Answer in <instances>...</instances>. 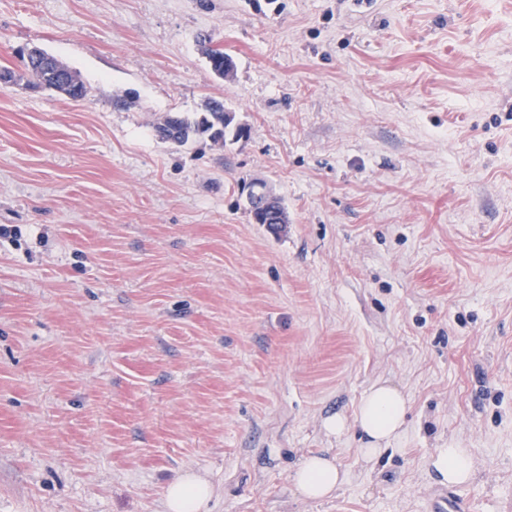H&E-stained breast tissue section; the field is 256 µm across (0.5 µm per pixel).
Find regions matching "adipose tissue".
Returning a JSON list of instances; mask_svg holds the SVG:
<instances>
[{
	"mask_svg": "<svg viewBox=\"0 0 512 512\" xmlns=\"http://www.w3.org/2000/svg\"><path fill=\"white\" fill-rule=\"evenodd\" d=\"M407 403L395 387L374 384L362 397L354 421L343 416L330 418L326 427L341 435L349 428L360 432V453L365 459L377 458L403 432ZM429 466L441 483L462 485L473 477V460L465 448H438L429 458ZM346 475L334 461L322 455L305 457L294 473L297 490L305 498L323 500L332 497L344 484ZM213 487L205 478L184 472L171 479L162 495V512H208Z\"/></svg>",
	"mask_w": 512,
	"mask_h": 512,
	"instance_id": "1",
	"label": "adipose tissue"
}]
</instances>
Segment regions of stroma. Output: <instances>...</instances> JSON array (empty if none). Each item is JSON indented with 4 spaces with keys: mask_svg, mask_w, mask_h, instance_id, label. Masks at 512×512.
<instances>
[{
    "mask_svg": "<svg viewBox=\"0 0 512 512\" xmlns=\"http://www.w3.org/2000/svg\"><path fill=\"white\" fill-rule=\"evenodd\" d=\"M3 70L0 512H160L182 471L209 512H512V0H0ZM212 98L243 138L158 137ZM378 382L408 413L367 462L324 422ZM31 72V76L35 83L41 87L57 90L58 92L65 94L68 97H75L83 98L86 95V87L84 84L79 82L75 77L74 80L70 83H65L64 78L62 80L55 79L54 82L51 80H48L46 83L43 80V73L42 70L37 69L36 67L29 69ZM54 88V89H53ZM78 89V92H75V90ZM429 466L444 484L462 485L473 477V460L465 448H437L429 458ZM346 475L334 461L322 455L305 457L294 473L297 490L307 499L332 497L344 484Z\"/></svg>",
    "mask_w": 512,
    "mask_h": 512,
    "instance_id": "35a3bbf8",
    "label": "stroma"
}]
</instances>
